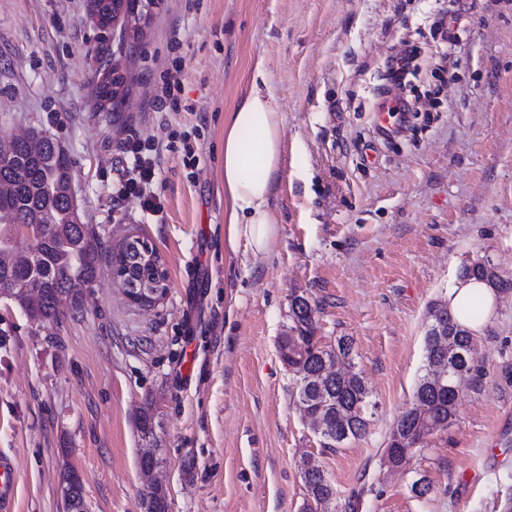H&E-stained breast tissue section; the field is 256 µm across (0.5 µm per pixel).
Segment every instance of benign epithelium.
<instances>
[{"mask_svg": "<svg viewBox=\"0 0 512 512\" xmlns=\"http://www.w3.org/2000/svg\"><path fill=\"white\" fill-rule=\"evenodd\" d=\"M157 0H112V21L134 18L140 24L149 23ZM136 267L114 266V277L121 283L127 300L140 307H152L166 295L167 271L156 249L141 240L135 244Z\"/></svg>", "mask_w": 512, "mask_h": 512, "instance_id": "7a95c632", "label": "benign epithelium"}]
</instances>
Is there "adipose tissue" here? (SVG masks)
<instances>
[{
    "mask_svg": "<svg viewBox=\"0 0 512 512\" xmlns=\"http://www.w3.org/2000/svg\"><path fill=\"white\" fill-rule=\"evenodd\" d=\"M269 80L266 61L256 58L245 95L224 116V240L230 251L243 247L256 257L268 252L278 233L270 199L282 163L283 129ZM496 299L488 283L462 278L442 302L478 335L493 318Z\"/></svg>",
    "mask_w": 512,
    "mask_h": 512,
    "instance_id": "obj_1",
    "label": "adipose tissue"
}]
</instances>
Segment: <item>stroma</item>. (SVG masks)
I'll list each match as a JSON object with an SVG mask.
<instances>
[{
    "instance_id": "obj_1",
    "label": "stroma",
    "mask_w": 512,
    "mask_h": 512,
    "mask_svg": "<svg viewBox=\"0 0 512 512\" xmlns=\"http://www.w3.org/2000/svg\"><path fill=\"white\" fill-rule=\"evenodd\" d=\"M450 11L458 23L445 35ZM401 53L414 62L396 85L388 67ZM177 55L183 108L152 111ZM259 55L284 148L278 235L255 258L224 242L223 155L224 114ZM104 62L123 85L102 112ZM394 97L413 109L387 135L374 114ZM32 127L67 152L102 256L80 313L66 302L59 322L36 323L0 300V454L17 472L14 512H66L67 466L83 477L86 512H145L148 448L168 512H306L305 454L334 483L336 512L354 493L356 512H512V0H160L139 41L122 24L100 28L90 0H0V136ZM182 133L195 160L162 153V213L115 199L127 139ZM131 235L168 272L150 308L112 279L110 254ZM482 260L504 285L473 340L478 372L462 378L452 422L391 467L384 450L424 373L429 308ZM297 296L316 309L321 345L352 339L374 406L367 434L333 450L279 353ZM422 476L430 490L418 498Z\"/></svg>"
}]
</instances>
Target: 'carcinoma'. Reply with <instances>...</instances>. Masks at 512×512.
Wrapping results in <instances>:
<instances>
[{
    "mask_svg": "<svg viewBox=\"0 0 512 512\" xmlns=\"http://www.w3.org/2000/svg\"><path fill=\"white\" fill-rule=\"evenodd\" d=\"M118 94L112 79L98 84L100 110ZM71 162L66 151L52 138L38 132L17 137L0 148V288H10L14 301L28 318L37 322L60 319L61 297L71 298L78 313L84 290L98 272L101 242L83 224L79 210L71 205ZM38 231L26 256H18L13 233L16 226ZM461 275L477 277L496 288L500 278L491 265L477 262ZM291 334L281 341V358L296 378L297 397L307 403L314 429L323 447L334 449L350 439L363 437L369 429V391L363 377L351 370L353 343L347 336L336 346H322L314 336V313L307 299L291 303ZM446 315L448 333L426 336L424 374L419 378L409 407L395 421L384 454L388 462L400 463L405 455L425 442L429 424L449 423L455 416L460 396L437 384L435 366L446 363L449 371L462 375L476 372L473 341L444 305L435 303L429 316ZM308 497L316 506L336 499L337 490L324 469L311 455L299 462ZM69 469L61 475L67 512H85L83 486L68 484ZM148 512H168L167 494L160 484L151 486Z\"/></svg>",
    "mask_w": 512,
    "mask_h": 512,
    "instance_id": "cac0c4a2",
    "label": "carcinoma"
}]
</instances>
